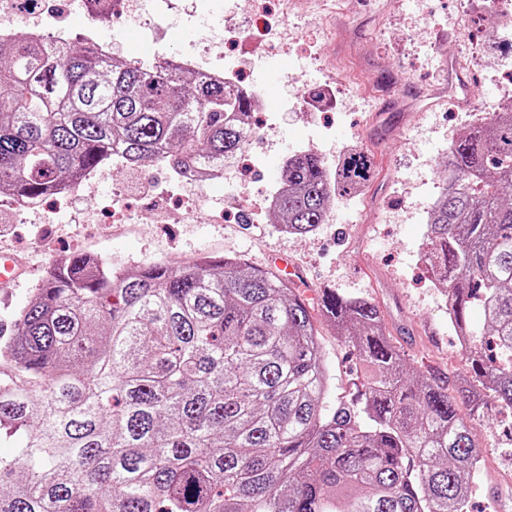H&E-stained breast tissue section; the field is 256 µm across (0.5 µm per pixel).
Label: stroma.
Segmentation results:
<instances>
[{
    "mask_svg": "<svg viewBox=\"0 0 512 512\" xmlns=\"http://www.w3.org/2000/svg\"><path fill=\"white\" fill-rule=\"evenodd\" d=\"M284 2L288 12L267 36L236 49L265 108L255 113L254 136L223 182L183 184L154 162L135 170L106 165L64 203L22 213L0 198V245L22 250L35 268L11 294L0 293L1 324L32 298L52 263L75 251L118 269L231 256L264 270L290 259L301 268L305 297L329 288L375 303L408 370L462 367L444 296L420 259L428 209L447 185L442 158L468 116L446 65L478 58V100L501 106L512 92V32L494 29L472 42L463 26L467 0ZM50 4L77 34L91 26L109 33L122 24L125 50L145 62L199 49L206 30L223 39L225 26L244 25L250 11V0H212V15L201 25L186 22V0L159 16L153 0H143L139 19L116 11L95 24L70 0ZM150 19L167 34L146 50L138 31ZM353 149L372 157L373 176L358 201L334 199L312 234L283 235L256 212L251 225L236 221L273 191L289 155L314 151L332 170ZM118 209L126 223H113ZM315 324L328 403L354 397L359 362L351 346L323 317ZM472 427L484 461L469 512H494L492 498L512 492V428L494 412Z\"/></svg>",
    "mask_w": 512,
    "mask_h": 512,
    "instance_id": "35a3bbf8",
    "label": "stroma"
}]
</instances>
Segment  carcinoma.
Wrapping results in <instances>:
<instances>
[{"label": "carcinoma", "mask_w": 512, "mask_h": 512, "mask_svg": "<svg viewBox=\"0 0 512 512\" xmlns=\"http://www.w3.org/2000/svg\"><path fill=\"white\" fill-rule=\"evenodd\" d=\"M251 104L189 71L17 36L0 43V193L40 197L109 164L222 167L249 142ZM444 166L424 262L470 337L466 373H409L380 309L335 292L322 315L366 378L331 407L313 315L275 272L73 253L0 331V512H468L481 455L457 399L473 417L512 412V112L472 117ZM372 168L346 155L336 195ZM282 180L276 225L313 232L331 199L322 159L288 156Z\"/></svg>", "instance_id": "carcinoma-1"}]
</instances>
